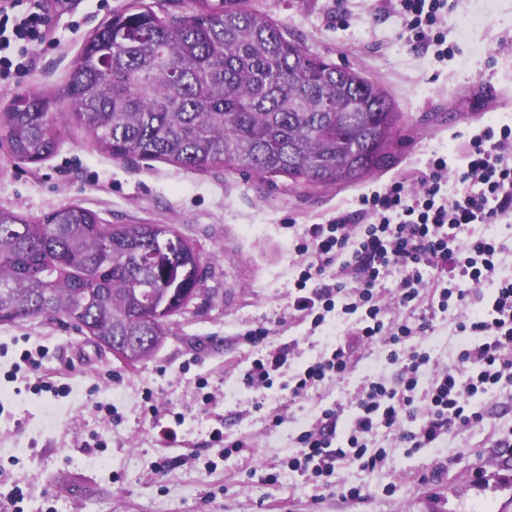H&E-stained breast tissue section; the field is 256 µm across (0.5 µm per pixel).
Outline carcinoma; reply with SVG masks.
Returning <instances> with one entry per match:
<instances>
[{
    "label": "carcinoma",
    "mask_w": 512,
    "mask_h": 512,
    "mask_svg": "<svg viewBox=\"0 0 512 512\" xmlns=\"http://www.w3.org/2000/svg\"><path fill=\"white\" fill-rule=\"evenodd\" d=\"M162 18L145 0L84 37L57 96L0 112L11 156L39 163L73 120L114 159L216 166L292 185L354 184L391 162L398 113L359 72L309 55L243 0H194ZM67 100L70 111L57 116ZM207 266L171 224H103L80 205L29 220L0 208V323L67 319L140 362L201 290Z\"/></svg>",
    "instance_id": "obj_1"
}]
</instances>
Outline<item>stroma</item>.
<instances>
[{"mask_svg":"<svg viewBox=\"0 0 512 512\" xmlns=\"http://www.w3.org/2000/svg\"><path fill=\"white\" fill-rule=\"evenodd\" d=\"M132 0H74L53 16L55 48L33 46V69L0 84V112L27 90H59L83 38ZM271 17L313 56L377 83L398 114L392 164L342 188L289 187L225 167L190 171L162 160H116L77 124L37 165L0 145V207L29 218L77 204L108 224H171L208 267L190 309L172 317L164 344L128 367L66 320L0 324V512L22 488L23 512H512V385L481 404L483 425L413 453L377 436L388 455L376 469L343 464L333 475L294 471L299 427L323 406L349 407L362 371L327 381L300 400L242 382L249 349L239 336L262 324L269 348L297 340L295 364L315 361L347 331L330 322L308 332L289 308L297 273L294 226L353 212V199L399 177H414L435 152L461 164L465 136L512 122V0H455L446 20L455 53L446 59L402 35L388 0H244ZM490 235L501 246L497 275L512 279V222L470 224L458 243ZM459 310L437 314L432 360L453 365ZM37 373L16 370L22 350ZM69 387L64 397L33 391L36 376ZM280 425H273L274 416ZM178 438L167 443L164 428ZM241 441L220 454L213 430ZM166 461L164 470L154 464ZM363 498H342L340 486Z\"/></svg>","mask_w":512,"mask_h":512,"instance_id":"obj_1","label":"stroma"}]
</instances>
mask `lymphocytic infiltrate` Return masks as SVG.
<instances>
[{
    "instance_id": "f902f5d3",
    "label": "lymphocytic infiltrate",
    "mask_w": 512,
    "mask_h": 512,
    "mask_svg": "<svg viewBox=\"0 0 512 512\" xmlns=\"http://www.w3.org/2000/svg\"><path fill=\"white\" fill-rule=\"evenodd\" d=\"M395 2L407 40L435 47L437 57H446L449 0ZM72 7L73 0H0L1 82L25 75L31 45L51 41V13ZM464 159L463 166L453 167L447 155L434 154L417 185L402 178L360 193L354 214L359 223L340 214L296 234L294 251L300 262L290 307L314 330L334 316L350 320L346 341L295 368V341L268 353V327L242 333V344L255 353L243 383L255 390L278 384L293 396H304L323 382L346 377L361 364L356 348L378 343L387 350V363L398 368L389 382L375 366H364L350 414L331 405L321 409L313 424L302 426L295 469L329 476L353 460L376 468L387 455L373 445L381 431L394 434L397 445L411 452L441 447L450 432L483 424L477 399L512 383V280L497 276L495 239L480 236L460 247L453 235L466 224H498L512 217V125L489 124L471 135ZM393 269L400 274L394 305L400 311L425 309L419 322L387 316L377 285ZM459 278L477 288L491 284L493 290L486 296L454 288ZM474 303L479 311L456 325L460 342L455 365L434 368L427 344L434 314ZM288 366L292 374L280 381Z\"/></svg>"
}]
</instances>
